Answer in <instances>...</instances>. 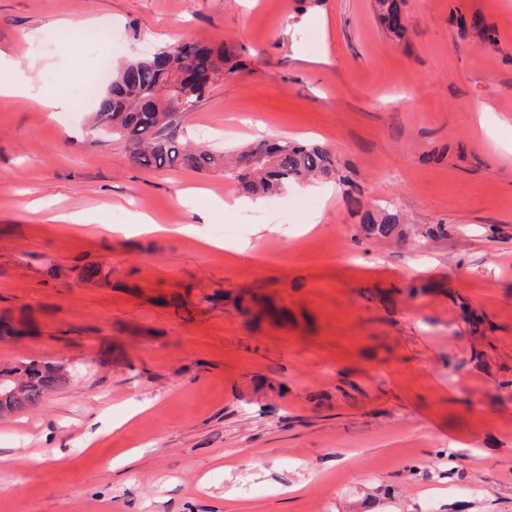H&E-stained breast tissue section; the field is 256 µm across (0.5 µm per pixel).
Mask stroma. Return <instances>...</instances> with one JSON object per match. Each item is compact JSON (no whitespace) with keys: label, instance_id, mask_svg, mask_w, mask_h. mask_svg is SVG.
<instances>
[{"label":"stroma","instance_id":"1","mask_svg":"<svg viewBox=\"0 0 512 512\" xmlns=\"http://www.w3.org/2000/svg\"><path fill=\"white\" fill-rule=\"evenodd\" d=\"M375 6L0 0L37 92L186 38L242 46L186 135L318 143L350 179L254 201L220 167L134 165L95 105L62 125L0 96V317L32 326L0 365L78 368L0 417V512H512V0H403L404 41ZM389 205L408 237L366 236ZM136 212L165 233H111ZM218 222L239 234L205 251Z\"/></svg>","mask_w":512,"mask_h":512}]
</instances>
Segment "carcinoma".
Segmentation results:
<instances>
[{
	"instance_id": "carcinoma-1",
	"label": "carcinoma",
	"mask_w": 512,
	"mask_h": 512,
	"mask_svg": "<svg viewBox=\"0 0 512 512\" xmlns=\"http://www.w3.org/2000/svg\"><path fill=\"white\" fill-rule=\"evenodd\" d=\"M378 19L386 31L402 39L407 28H393L388 16L400 12L398 0H376ZM244 50L223 40H187L150 57L132 56L112 75V87L97 97L96 122L110 125L112 134L126 141L130 161L161 169L181 166L195 170L228 168L236 187L251 196L276 194L315 177L343 180L331 151L320 144L291 142L260 144L240 150L228 162L224 154L194 146L182 135L184 114L172 109L174 96L197 105L218 82L247 68ZM368 235L387 237L401 224L399 211L386 207L361 218ZM65 365L27 359L0 367V393L12 387L10 377L22 381L18 395L0 397V415L38 407L52 392L67 384Z\"/></svg>"
}]
</instances>
